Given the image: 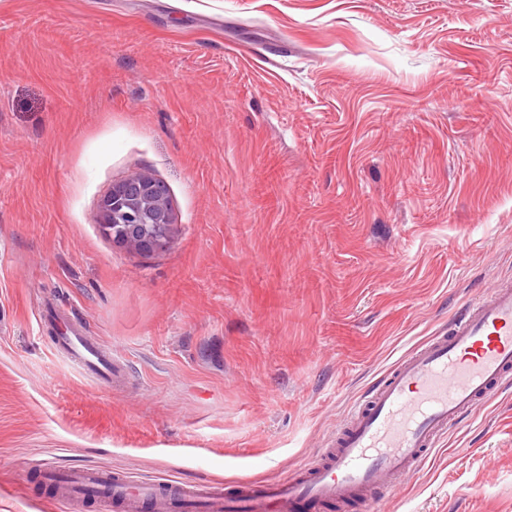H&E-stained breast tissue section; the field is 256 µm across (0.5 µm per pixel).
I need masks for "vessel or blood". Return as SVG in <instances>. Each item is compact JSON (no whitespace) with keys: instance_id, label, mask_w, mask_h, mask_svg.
Segmentation results:
<instances>
[{"instance_id":"b4317fda","label":"vessel or blood","mask_w":512,"mask_h":512,"mask_svg":"<svg viewBox=\"0 0 512 512\" xmlns=\"http://www.w3.org/2000/svg\"><path fill=\"white\" fill-rule=\"evenodd\" d=\"M56 348L96 386L122 373L106 346L77 332L57 337ZM512 378V286L488 290L467 304L447 332L400 357L358 403L320 459L273 482L237 481L232 494L215 487L179 486L181 501L207 512H328L331 506L380 504L381 489L425 462L451 427L472 415ZM60 512H79L92 496L123 512H170L160 481L98 468L48 466Z\"/></svg>"}]
</instances>
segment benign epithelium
<instances>
[{"label": "benign epithelium", "mask_w": 512, "mask_h": 512, "mask_svg": "<svg viewBox=\"0 0 512 512\" xmlns=\"http://www.w3.org/2000/svg\"><path fill=\"white\" fill-rule=\"evenodd\" d=\"M133 177L141 183L139 203L132 204L125 199L124 182L113 185L100 201V227L114 244L143 253L163 251L170 246L172 237H158L152 228L155 223L174 224L170 202L154 195L153 176L138 172Z\"/></svg>", "instance_id": "1"}]
</instances>
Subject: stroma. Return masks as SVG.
Returning <instances> with one entry per match:
<instances>
[{"label": "stroma", "instance_id": "obj_1", "mask_svg": "<svg viewBox=\"0 0 512 512\" xmlns=\"http://www.w3.org/2000/svg\"><path fill=\"white\" fill-rule=\"evenodd\" d=\"M135 171L164 251L99 227ZM507 283L512 0H0V512H58L48 464L290 475ZM383 507L512 512V386ZM62 335L56 336L55 345L72 367L96 386L112 388V384L122 373V366L114 361L112 351L75 331Z\"/></svg>", "mask_w": 512, "mask_h": 512}]
</instances>
